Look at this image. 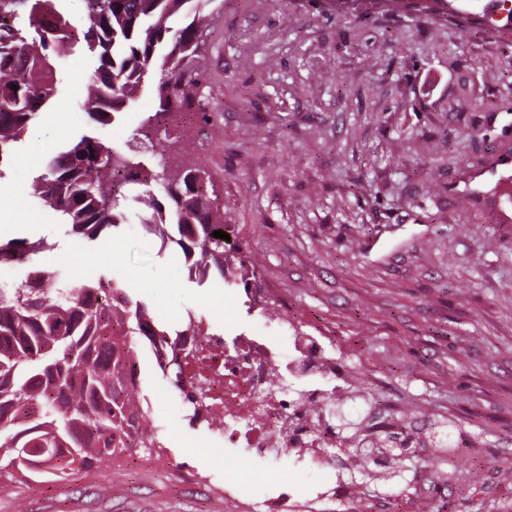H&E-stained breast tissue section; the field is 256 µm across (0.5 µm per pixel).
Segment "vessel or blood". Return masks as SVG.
<instances>
[{
	"mask_svg": "<svg viewBox=\"0 0 512 512\" xmlns=\"http://www.w3.org/2000/svg\"><path fill=\"white\" fill-rule=\"evenodd\" d=\"M483 194L494 210V221L498 224L512 223V209L503 207L502 197L512 195V149H498L473 167L470 182H449V196Z\"/></svg>",
	"mask_w": 512,
	"mask_h": 512,
	"instance_id": "obj_1",
	"label": "vessel or blood"
}]
</instances>
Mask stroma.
Masks as SVG:
<instances>
[{"mask_svg": "<svg viewBox=\"0 0 512 512\" xmlns=\"http://www.w3.org/2000/svg\"><path fill=\"white\" fill-rule=\"evenodd\" d=\"M209 125L189 156L208 164L230 237L272 312L331 336L349 381L415 427L448 419L452 454L416 443L397 477L355 474L368 501L397 512H512V224L484 202L449 199L476 158L512 148V29L494 0L420 11L400 0H218L201 48ZM96 58L79 44L58 60L51 107L72 127L15 143L13 162L81 135L132 142L151 112L142 94L106 128L82 108ZM16 237L57 241L40 258L90 279L112 274L162 319L186 312L225 340L258 332L242 287L192 282L138 221L93 242L64 235L33 204ZM157 447L64 480L0 481V512H225L224 457L244 483L243 512L277 486L320 480L286 458L209 452L211 434L170 397L149 351L139 355Z\"/></svg>", "mask_w": 512, "mask_h": 512, "instance_id": "obj_1", "label": "stroma"}]
</instances>
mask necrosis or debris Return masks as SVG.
<instances>
[{
	"label": "necrosis or debris",
	"instance_id": "4bbe7bcc",
	"mask_svg": "<svg viewBox=\"0 0 512 512\" xmlns=\"http://www.w3.org/2000/svg\"><path fill=\"white\" fill-rule=\"evenodd\" d=\"M284 336L293 347L286 361L275 353ZM201 342L209 357L191 370L206 379L209 398L198 410L197 423L207 422L210 410L223 406L224 423L212 432L225 447L245 448L262 458L285 454L328 476L308 500L299 489H273L264 501L266 512H312L327 495L340 503L359 497L347 477V449L363 446L379 431L395 430L396 424L363 403L355 412L364 434L338 433L324 410L344 388L343 363L330 354V337L306 333L284 319L269 335L242 334L228 345L216 336L202 337Z\"/></svg>",
	"mask_w": 512,
	"mask_h": 512
}]
</instances>
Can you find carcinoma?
Masks as SVG:
<instances>
[{"mask_svg": "<svg viewBox=\"0 0 512 512\" xmlns=\"http://www.w3.org/2000/svg\"><path fill=\"white\" fill-rule=\"evenodd\" d=\"M56 2L0 0V164L11 161L13 144L55 96L56 61L84 41L98 54L82 103L93 125H112L147 81L156 109L135 147L83 135L47 157L27 195L66 235L90 242L133 214L161 248L183 257L192 280L214 274L235 282L238 268H224L227 241L212 236L229 226L211 196V172L201 161L175 164L168 154L191 119L209 123L201 45L205 9L215 0H84L79 35ZM143 149L161 150L158 169L146 170ZM57 246L46 237L0 241V267H28L20 282L0 284V479H65L93 459L155 446L135 347L203 335L192 311L170 325L132 300L115 276L75 279L39 266L37 258ZM202 353L185 354L163 374L183 387L184 365ZM437 442L448 452L458 447L454 426H443Z\"/></svg>", "mask_w": 512, "mask_h": 512, "instance_id": "cac0c4a2", "label": "carcinoma"}]
</instances>
